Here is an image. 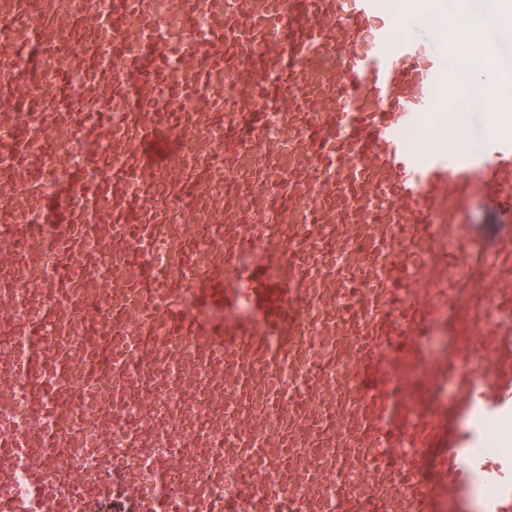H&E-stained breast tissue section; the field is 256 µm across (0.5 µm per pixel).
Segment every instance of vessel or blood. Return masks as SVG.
<instances>
[{
  "mask_svg": "<svg viewBox=\"0 0 512 512\" xmlns=\"http://www.w3.org/2000/svg\"><path fill=\"white\" fill-rule=\"evenodd\" d=\"M169 4L0 0V512H512V450L484 447L512 424V132L407 142L461 82L450 25L417 35L433 0ZM89 425L128 455L59 481ZM12 392L16 397L18 407V419L15 423L16 429L27 436L30 441L31 448H40L42 446L43 436L40 433L30 430L26 424L29 400L25 394L24 385L22 383H18L16 386L12 387Z\"/></svg>",
  "mask_w": 512,
  "mask_h": 512,
  "instance_id": "b4317fda",
  "label": "vessel or blood"
}]
</instances>
